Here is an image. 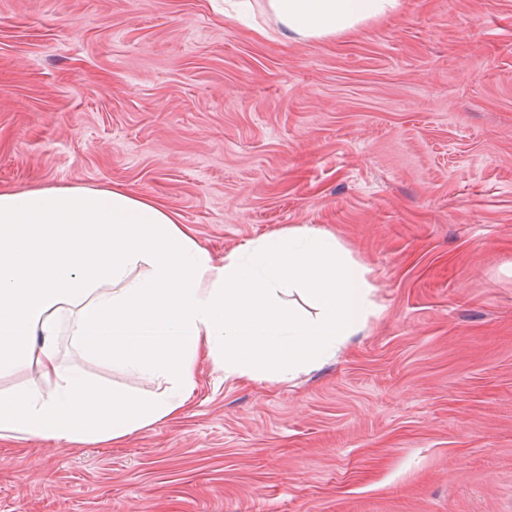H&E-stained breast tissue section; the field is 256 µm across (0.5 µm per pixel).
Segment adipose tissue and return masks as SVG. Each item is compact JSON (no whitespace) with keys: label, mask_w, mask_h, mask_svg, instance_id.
<instances>
[{"label":"adipose tissue","mask_w":512,"mask_h":512,"mask_svg":"<svg viewBox=\"0 0 512 512\" xmlns=\"http://www.w3.org/2000/svg\"><path fill=\"white\" fill-rule=\"evenodd\" d=\"M284 37L348 35L400 0H266ZM146 266L138 280L129 273ZM367 268L308 225L215 258L158 200L120 185L0 188V369L35 359L40 385L0 396V440L20 433L116 443L178 418L205 355L225 377L280 382L332 359L376 312ZM299 294L312 308L287 302ZM68 326L79 351L164 378L150 395L63 367Z\"/></svg>","instance_id":"ef3b65f1"}]
</instances>
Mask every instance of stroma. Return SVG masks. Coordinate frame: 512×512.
Returning <instances> with one entry per match:
<instances>
[{"label":"stroma","instance_id":"35a3bbf8","mask_svg":"<svg viewBox=\"0 0 512 512\" xmlns=\"http://www.w3.org/2000/svg\"><path fill=\"white\" fill-rule=\"evenodd\" d=\"M252 5L0 0V187L121 185L218 258L327 229L379 311L290 382L201 363L184 414L122 442L1 444L0 512H512V0L320 41Z\"/></svg>","mask_w":512,"mask_h":512}]
</instances>
